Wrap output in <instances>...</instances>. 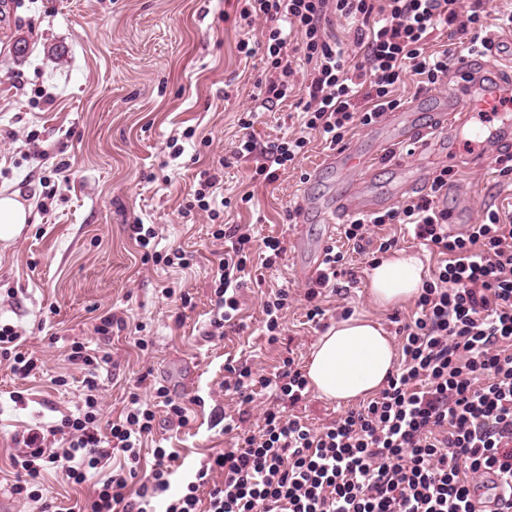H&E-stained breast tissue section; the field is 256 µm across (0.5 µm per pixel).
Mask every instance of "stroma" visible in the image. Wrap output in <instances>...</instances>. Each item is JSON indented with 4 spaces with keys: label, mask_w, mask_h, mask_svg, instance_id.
I'll return each mask as SVG.
<instances>
[{
    "label": "stroma",
    "mask_w": 512,
    "mask_h": 512,
    "mask_svg": "<svg viewBox=\"0 0 512 512\" xmlns=\"http://www.w3.org/2000/svg\"><path fill=\"white\" fill-rule=\"evenodd\" d=\"M235 0H0V190L19 193L31 222L13 241H0V322L25 340V351L44 365L42 375L16 376L0 363V495H8L16 473L8 450L15 434L44 427L76 411L87 394L85 373L65 356L72 342L112 355L100 371L103 419L120 414L130 392L150 399L155 384L189 405L190 422L180 427L157 408L155 438L177 448L173 486L216 451L231 448V435L216 425L218 414L248 410L247 428L258 430L270 402L261 392L248 407L225 394L224 364L244 362L270 374L281 357L306 365L321 326L308 323L306 282L297 261H309L329 239L346 255L355 283L340 281L326 299L324 324L345 311L381 322L390 333L408 320L414 301L382 307L369 294L370 257L354 252L341 234L326 237L317 205L336 194L342 180L359 183L366 195L397 208L408 200L407 180L429 183L443 167L453 170L448 209L458 223L480 221L487 208L512 210V178L497 163L466 167L448 152V142L428 134L434 112L445 107L456 75L418 89L407 78L396 95L422 130L421 142L380 152L377 126H356L344 146L358 145L376 156L374 165L341 175L326 164L333 149L313 139L294 168L278 180L251 181L252 161L236 158L242 137L238 119L251 108L255 81L263 78L260 57L239 54L241 39L258 38L234 22ZM25 53H17L18 43ZM223 160L224 180L216 192L227 198L218 222L206 215L183 217L200 172ZM249 204H241L243 192ZM300 209L297 221L288 212ZM242 225L257 237L273 236L286 251L270 268L254 264L240 290L242 327L209 339L211 262L223 251L215 224ZM130 224L154 225V250L194 253L193 265L154 264L129 238ZM290 286L293 301L283 314L280 343L268 344L262 304L272 289ZM189 293V306L163 294ZM143 327L148 351L135 347L128 329L97 334L102 315ZM66 375V386L51 379ZM31 403H14L15 391ZM203 397L204 406L194 405Z\"/></svg>",
    "instance_id": "35a3bbf8"
}]
</instances>
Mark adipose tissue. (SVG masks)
Instances as JSON below:
<instances>
[{"mask_svg": "<svg viewBox=\"0 0 512 512\" xmlns=\"http://www.w3.org/2000/svg\"><path fill=\"white\" fill-rule=\"evenodd\" d=\"M424 277L421 256L404 250L374 263L368 272L370 292L383 306L418 294ZM395 357L386 329L374 319L353 315L333 322L319 336L310 354L307 378L319 397L353 401L385 387Z\"/></svg>", "mask_w": 512, "mask_h": 512, "instance_id": "adipose-tissue-1", "label": "adipose tissue"}]
</instances>
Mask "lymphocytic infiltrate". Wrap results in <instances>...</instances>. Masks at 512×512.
Segmentation results:
<instances>
[{"label": "lymphocytic infiltrate", "mask_w": 512, "mask_h": 512, "mask_svg": "<svg viewBox=\"0 0 512 512\" xmlns=\"http://www.w3.org/2000/svg\"><path fill=\"white\" fill-rule=\"evenodd\" d=\"M487 7L488 0H237L240 21L263 27L259 41L239 45L268 66L252 101L270 109L298 97L303 107L298 132L263 144L242 137L235 156L254 159L255 178L270 183L304 154L311 134L336 146L353 125L380 122L399 108L393 91L406 75L428 86L447 77L454 51H425L436 29L468 36V53L491 50ZM334 15L350 22L359 60L329 32ZM300 56L311 66L304 76ZM448 183L449 171L441 169L427 193L397 209L354 216L343 227L358 246L369 227L404 224L443 257L398 331L401 361L378 396L314 429L288 412L309 393L293 357L270 376L226 364L224 389L240 404L253 403L260 389L272 390L274 402L259 431L226 422L225 431L237 434L234 447L210 457L175 491L177 451L155 446L145 470L141 442L153 433L155 406L187 425L184 404L161 384L149 402L130 394L118 419L105 426L99 398L90 393L77 412L23 435L22 448L10 456L18 474L12 495L52 512L40 485L44 472L54 470L71 483L93 485L70 512H512V214L488 209L480 223L453 231L440 205ZM214 236L228 241L212 268L210 325L220 331L239 313L253 250L262 249L270 267L285 248L238 227ZM345 273L343 253L328 247L306 285L308 321L323 316L322 297ZM22 343L14 327L0 325V359L26 378L41 366ZM57 435L62 447H48V437Z\"/></svg>", "instance_id": "f902f5d3"}]
</instances>
